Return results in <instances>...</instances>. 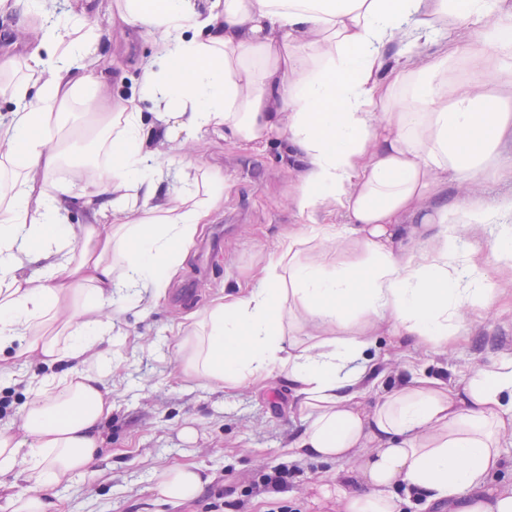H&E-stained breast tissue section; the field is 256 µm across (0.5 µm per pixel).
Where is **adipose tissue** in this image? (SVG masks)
<instances>
[{"label": "adipose tissue", "mask_w": 512, "mask_h": 512, "mask_svg": "<svg viewBox=\"0 0 512 512\" xmlns=\"http://www.w3.org/2000/svg\"><path fill=\"white\" fill-rule=\"evenodd\" d=\"M56 2L35 0L32 48L0 63L12 104L0 115V353L82 367L45 376L20 434L0 431V512H52L50 489L90 474L112 412V309L161 294L224 201L221 173L201 198L157 177L165 149L205 133L259 150L284 140L315 229L289 234L260 283L198 314L177 346L184 373L227 391L285 376L308 412L290 447L335 465L347 512H512V484H489L512 439V354L463 386L418 380L371 404L379 373L363 358L380 326L444 354L467 335L461 306L498 310L483 267L512 273V200L440 190L480 180L512 141V0H114L113 19L155 36L141 64L148 116L90 71L97 37L69 40L79 18H57ZM459 32L480 46L464 90L451 85ZM76 115L110 138L107 161L76 169L77 196L54 178L56 135ZM77 201L92 221L76 228ZM341 224L347 256L329 246ZM459 224L494 229L488 254L458 263ZM289 312L322 331L319 351L287 338ZM202 483L198 467L175 465L154 489L184 501Z\"/></svg>", "instance_id": "ef3b65f1"}]
</instances>
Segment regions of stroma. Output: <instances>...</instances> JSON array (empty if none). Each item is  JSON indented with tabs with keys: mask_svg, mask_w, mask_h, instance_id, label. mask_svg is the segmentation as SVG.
Returning <instances> with one entry per match:
<instances>
[{
	"mask_svg": "<svg viewBox=\"0 0 512 512\" xmlns=\"http://www.w3.org/2000/svg\"><path fill=\"white\" fill-rule=\"evenodd\" d=\"M58 4L87 21L74 29V37L93 28L99 56L124 58V68L112 73L113 93L137 94L138 63L152 55V35L113 24L108 0ZM213 170L224 175V203L203 225L171 291L147 304H126L114 315L108 346L116 363L112 413L100 426L103 444L93 463L95 475L56 487L59 512H208L209 495L218 490L224 493L223 512H272L278 503L291 512H345L344 502L320 498L318 487L329 482L332 467L316 460L299 461L287 492L244 494L264 471L287 461L288 444L304 427L299 400L285 377L227 392L180 371L174 328L190 326L192 313L238 282L259 278L288 232L309 230L295 204V165L282 158L279 146L253 152L208 135L201 144L173 153L159 174L165 186L179 188ZM464 316L469 336L444 356L422 353L411 337L380 327L369 349L385 370L376 391L417 378L453 382L512 353V312L484 318L468 310ZM0 364L13 371L0 383V430L12 433L20 430L21 408L32 386L47 374L71 369L67 361L49 368L40 359L24 362L8 354L0 356ZM185 426L195 428V440L183 438ZM180 464L199 466L207 483L194 499L160 500L153 490L157 472Z\"/></svg>",
	"mask_w": 512,
	"mask_h": 512,
	"instance_id": "obj_1",
	"label": "stroma"
}]
</instances>
